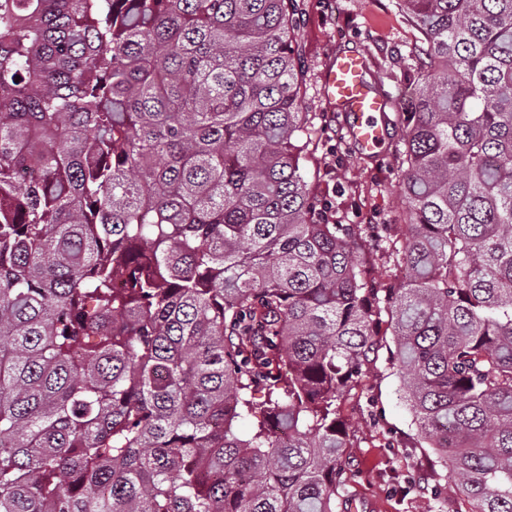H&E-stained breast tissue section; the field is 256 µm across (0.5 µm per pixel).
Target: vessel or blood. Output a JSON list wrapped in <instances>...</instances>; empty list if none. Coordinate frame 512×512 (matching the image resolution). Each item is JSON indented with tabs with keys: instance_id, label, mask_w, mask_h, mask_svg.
Masks as SVG:
<instances>
[{
	"instance_id": "vessel-or-blood-1",
	"label": "vessel or blood",
	"mask_w": 512,
	"mask_h": 512,
	"mask_svg": "<svg viewBox=\"0 0 512 512\" xmlns=\"http://www.w3.org/2000/svg\"><path fill=\"white\" fill-rule=\"evenodd\" d=\"M366 59L353 51L334 57L323 73V95L329 108L350 117L348 133L361 154H378L386 136L378 117L387 107L386 98L374 92L365 78Z\"/></svg>"
}]
</instances>
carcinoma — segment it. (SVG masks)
Returning <instances> with one entry per match:
<instances>
[{"mask_svg":"<svg viewBox=\"0 0 512 512\" xmlns=\"http://www.w3.org/2000/svg\"><path fill=\"white\" fill-rule=\"evenodd\" d=\"M397 5L383 293L309 187L298 0H0V512H336L383 308L452 490L512 512V0ZM253 401L256 409L253 410L252 413H249L242 419H239L237 422V430L239 434L246 436L248 435L253 429H255L259 423V421H263L265 418L264 413V400H265V393L262 391H257L252 395Z\"/></svg>","mask_w":512,"mask_h":512,"instance_id":"obj_1","label":"carcinoma"}]
</instances>
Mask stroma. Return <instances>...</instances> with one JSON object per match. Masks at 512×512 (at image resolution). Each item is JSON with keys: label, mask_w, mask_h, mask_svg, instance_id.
<instances>
[{"label": "stroma", "mask_w": 512, "mask_h": 512, "mask_svg": "<svg viewBox=\"0 0 512 512\" xmlns=\"http://www.w3.org/2000/svg\"><path fill=\"white\" fill-rule=\"evenodd\" d=\"M296 32L303 64V107L315 128L306 149L307 178L337 223L363 237L368 281L399 287L407 236L400 192L403 150L394 108H387V137L380 155L360 154L348 134L349 117L332 111L322 74L337 51L348 49L368 63L367 81L392 100L413 90L404 77L416 66L419 34L396 0H298ZM364 377L339 404L348 448L345 484L336 512H471L473 504L449 489L451 474L418 436L393 365L389 331Z\"/></svg>", "instance_id": "stroma-1"}]
</instances>
